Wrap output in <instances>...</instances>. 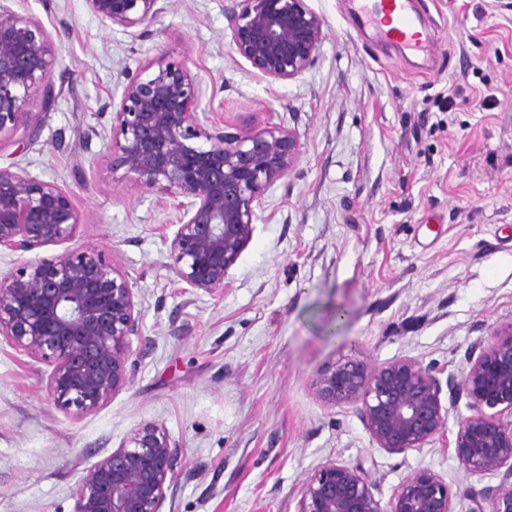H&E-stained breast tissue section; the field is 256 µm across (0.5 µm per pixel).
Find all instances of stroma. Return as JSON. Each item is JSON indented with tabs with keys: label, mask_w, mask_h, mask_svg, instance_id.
I'll list each match as a JSON object with an SVG mask.
<instances>
[{
	"label": "stroma",
	"mask_w": 512,
	"mask_h": 512,
	"mask_svg": "<svg viewBox=\"0 0 512 512\" xmlns=\"http://www.w3.org/2000/svg\"><path fill=\"white\" fill-rule=\"evenodd\" d=\"M227 3L177 0L134 36L85 0H6L51 34L61 95L47 112L33 102L37 138L0 142V164L71 193L87 214L75 246L128 274L141 320L129 383L78 419L46 399L50 366L0 337V512H73L83 471L145 425L179 450L161 512H297L329 460L364 467L384 504L431 469L471 512L500 479L466 475L450 447L472 414L464 394L442 393L443 436L397 454L315 382L346 361L408 357L460 377L472 350L512 329V0H415L428 56L380 41L357 0H305L324 39L279 82L231 48ZM158 57L196 75L225 133L277 125L299 144L214 294L173 272L174 210L96 165L105 105Z\"/></svg>",
	"instance_id": "1"
}]
</instances>
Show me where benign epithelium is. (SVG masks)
Wrapping results in <instances>:
<instances>
[{
	"instance_id": "benign-epithelium-1",
	"label": "benign epithelium",
	"mask_w": 512,
	"mask_h": 512,
	"mask_svg": "<svg viewBox=\"0 0 512 512\" xmlns=\"http://www.w3.org/2000/svg\"><path fill=\"white\" fill-rule=\"evenodd\" d=\"M171 0H86L108 27L149 26ZM227 18L235 51L264 77L286 81L314 61L322 19L304 0H234ZM53 41L41 22L0 4V139L19 128L38 133L29 104L56 100ZM197 77L186 66L150 61L124 85L112 112L111 141L97 164L112 179L157 193L177 213L170 249L174 273L190 288L224 290L229 269L253 233L268 188L285 176L297 140L280 126L226 135L207 126ZM86 214L71 193L11 165L0 166V252L32 253L73 241ZM141 312L128 276L92 245L66 249L0 275V336L52 367L44 390L53 405L82 417L129 382L131 337ZM317 394L332 406L361 405L373 441L390 453L421 448L444 433L435 370L411 358L382 366L347 361L321 372ZM448 389L473 414L453 440L470 476L496 474L490 512H512V330L469 356ZM178 450L156 426L90 466L73 490L74 512H160ZM297 512H454L448 482L430 469L407 477L383 508L366 469L327 461L304 483Z\"/></svg>"
}]
</instances>
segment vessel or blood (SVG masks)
Wrapping results in <instances>:
<instances>
[{
  "label": "vessel or blood",
  "mask_w": 512,
  "mask_h": 512,
  "mask_svg": "<svg viewBox=\"0 0 512 512\" xmlns=\"http://www.w3.org/2000/svg\"><path fill=\"white\" fill-rule=\"evenodd\" d=\"M365 18L383 41L400 45L415 54L430 52V45L418 31L413 0H374L366 10Z\"/></svg>",
  "instance_id": "1"
}]
</instances>
